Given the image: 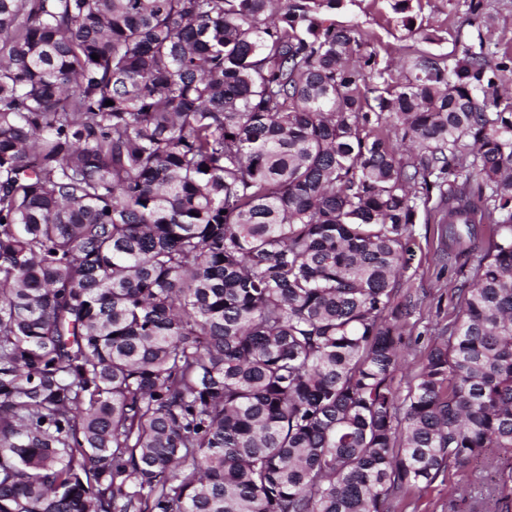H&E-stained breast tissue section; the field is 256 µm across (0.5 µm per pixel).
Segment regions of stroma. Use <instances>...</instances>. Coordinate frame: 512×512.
<instances>
[{"label": "stroma", "instance_id": "obj_1", "mask_svg": "<svg viewBox=\"0 0 512 512\" xmlns=\"http://www.w3.org/2000/svg\"><path fill=\"white\" fill-rule=\"evenodd\" d=\"M483 4L487 26L480 33L468 24L469 0H422L417 17L422 29L413 34L398 27L388 0H346L334 20L340 26L357 25L368 34L384 66H397L410 46L437 54L459 53L481 35L491 40L497 52L512 53V0H483ZM426 31L438 35V43L424 45ZM461 279L458 263L441 251L436 225L418 219L412 228V259L399 288L401 294L421 297L422 304L405 331L406 364L395 378L399 390H406L414 360L454 318L455 289ZM497 456V450L490 448L467 468L442 472L430 485L410 490L396 503L395 512H448L449 499L481 491Z\"/></svg>", "mask_w": 512, "mask_h": 512}]
</instances>
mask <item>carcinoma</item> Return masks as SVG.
<instances>
[{
	"label": "carcinoma",
	"mask_w": 512,
	"mask_h": 512,
	"mask_svg": "<svg viewBox=\"0 0 512 512\" xmlns=\"http://www.w3.org/2000/svg\"><path fill=\"white\" fill-rule=\"evenodd\" d=\"M343 2L0 0V512H393L488 448L512 512V55L470 0L397 77ZM421 207L471 265L402 397Z\"/></svg>",
	"instance_id": "cac0c4a2"
}]
</instances>
